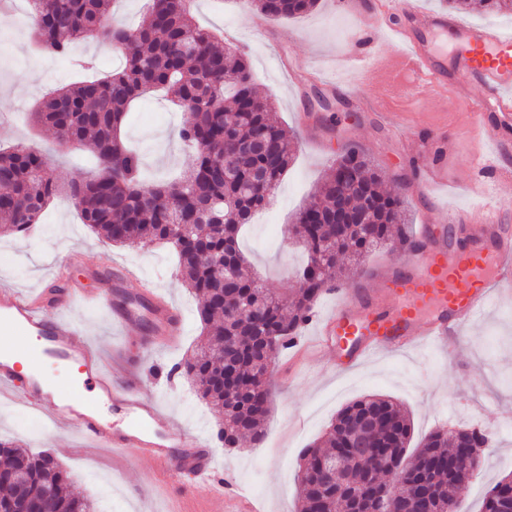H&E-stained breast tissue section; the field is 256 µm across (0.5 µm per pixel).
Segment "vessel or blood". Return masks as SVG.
Instances as JSON below:
<instances>
[{
	"label": "vessel or blood",
	"instance_id": "b4317fda",
	"mask_svg": "<svg viewBox=\"0 0 512 512\" xmlns=\"http://www.w3.org/2000/svg\"><path fill=\"white\" fill-rule=\"evenodd\" d=\"M397 27L406 49L398 63L380 59L381 77L399 68L419 89L454 88L476 120L493 118L498 131L489 135L497 150L512 145L503 128L512 126V34L494 26H476L445 11H419L406 5ZM451 35L450 51L438 50L434 40ZM461 219L446 225H426L423 234L406 248L400 264L377 277L376 287L365 282L336 291L330 312L317 319L314 336L294 338L291 358L307 352L332 357L337 370L362 364L379 351L414 346L453 349L460 331L489 306L512 296V219L488 206L482 219L459 237ZM98 276L116 285L138 282L132 304H108L104 291L91 292L71 285L59 295L0 287V335L12 337L10 350L0 351V400H23L31 409L48 412L69 424L87 443L151 460L168 490L178 500L190 498L198 482H212L215 498H230L231 512H259L247 495L230 493L212 479L213 455L191 444L183 425L163 416L157 402L141 393L132 377H115L108 360L139 365V357L120 349L106 357L89 340L90 331L70 311L77 306L112 307L122 325L137 322L135 304L150 308L154 334L148 346L165 345L184 324L183 312L150 284L139 282L136 268L99 267ZM58 363L84 376L92 391L79 384L61 385L41 373ZM118 410L112 421L106 409Z\"/></svg>",
	"mask_w": 512,
	"mask_h": 512
}]
</instances>
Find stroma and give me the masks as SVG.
<instances>
[{
    "label": "stroma",
    "instance_id": "obj_1",
    "mask_svg": "<svg viewBox=\"0 0 512 512\" xmlns=\"http://www.w3.org/2000/svg\"><path fill=\"white\" fill-rule=\"evenodd\" d=\"M194 18L245 53L256 92L273 100L278 122L299 142L270 203L254 216L242 238L243 252L269 291L288 295L295 290V270L304 256L291 237L294 215L348 145L366 151L384 176L385 190L406 191L411 232L451 212L478 217L480 199L469 191L475 159L492 155L494 147L453 94L389 99L370 70L352 92L307 80L309 68L330 74L333 59L354 48L369 58L404 52V44L390 34L400 20L398 13L362 30L333 0H319L305 16L271 21V28L282 33L275 47L267 43L247 0H197ZM279 53L287 58L290 72L277 67ZM80 78L68 62L36 49L26 0H7L0 6V87L19 89L12 97L0 95V145L21 143L43 153L57 181L65 185L94 172V163L85 151L60 147L53 131L31 126L28 115L46 94ZM182 120V112L167 98L149 97L131 111L121 137L141 150L151 175H183L190 171L192 155L178 137ZM437 152L446 154L447 166L437 194L427 199L414 173ZM64 259L70 262L73 280L90 291L100 283L87 270L101 260L136 266L159 293L183 309L184 329L164 350L144 349L142 339L150 328L141 322L124 329L114 326L111 310L79 307L73 315L88 325L92 343L104 355L124 346L138 355L143 392L194 436L214 442L216 413L187 377L172 372L195 353L202 332L197 315L201 299L183 284L174 253L160 246L105 242L83 224L71 198L63 194L28 234L0 236V284L46 289L54 264ZM272 387L261 446L252 447L245 439L235 448L214 449L217 476L237 482L259 499L263 512H296V474L304 448L322 438L342 407L367 394L400 403L417 442L438 429L477 426L493 432L492 444L482 452L480 477L459 493V512H480L486 490L512 473V303L495 304L466 328L453 354L428 348L383 353L341 375L311 365L294 382L273 378ZM0 438L52 454L70 475V491L93 499L97 512H172L148 459L86 446L74 432L57 429L21 402L0 403Z\"/></svg>",
    "mask_w": 512,
    "mask_h": 512
}]
</instances>
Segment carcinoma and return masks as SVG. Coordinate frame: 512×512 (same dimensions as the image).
Here are the masks:
<instances>
[{
  "label": "carcinoma",
  "instance_id": "carcinoma-1",
  "mask_svg": "<svg viewBox=\"0 0 512 512\" xmlns=\"http://www.w3.org/2000/svg\"><path fill=\"white\" fill-rule=\"evenodd\" d=\"M196 0H152L139 25L129 29L113 22L112 0H27L38 47L53 56L70 57L74 43L106 39L124 52L120 68L97 80L62 87L43 99L32 113L34 123L54 129L60 142L75 141L97 161L93 178L73 181L69 195L83 223L115 244L170 246L184 284L204 299L199 318L206 343L184 373L196 379L201 397L224 414L218 437L233 446L242 435L259 444L270 410L272 389L266 362L296 336L313 315L314 305L341 275L345 262H364L378 247L407 243L408 200L381 189L379 172L364 152L351 150L348 177L363 192L348 197L354 211L372 212L369 224H337L336 174H330L300 210L293 234L307 252L298 272L301 281L289 299L274 296L251 276L239 245L242 226L264 207L293 160L286 131L272 116L274 103L253 93L247 58L222 46V39L195 23ZM261 15L296 17L312 11L318 0H251ZM453 10L477 13L512 12V0H448ZM151 90L173 94V103L190 118L179 137L195 154L193 170L170 181L150 182L137 150L125 146L121 128L131 104ZM261 137L263 155L250 143ZM229 147L233 176H224L217 149ZM259 170L266 183L253 181ZM61 191L47 158L22 144L0 149V232L24 236L40 223L43 211ZM247 300L254 311L224 314V298ZM237 336L242 351L231 358L242 384L223 391L224 352L211 343ZM410 418L397 402L362 396L341 408L322 448H309L298 472L299 512H317L326 498L345 512H370L384 483L375 455L362 457L347 471L325 474L323 459L355 456L353 440L361 439L378 454L407 457ZM478 439L476 431H445L426 436L411 457L402 512H434L461 484L448 476V456L456 445ZM3 471L27 477L29 501L14 499L13 488L0 487V512H96L93 503L67 489L69 475L47 452H32L0 440ZM512 474L486 493L481 512H512Z\"/></svg>",
  "mask_w": 512,
  "mask_h": 512
}]
</instances>
